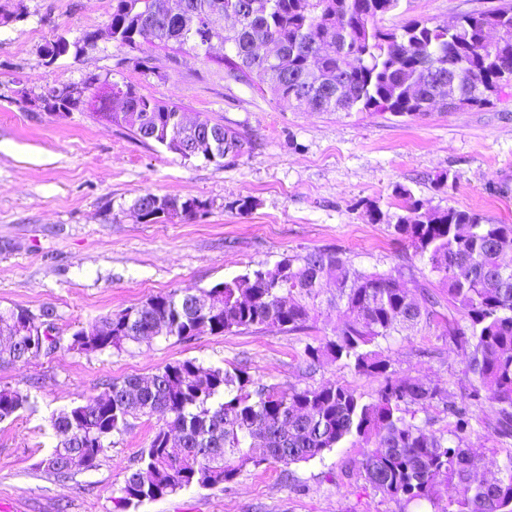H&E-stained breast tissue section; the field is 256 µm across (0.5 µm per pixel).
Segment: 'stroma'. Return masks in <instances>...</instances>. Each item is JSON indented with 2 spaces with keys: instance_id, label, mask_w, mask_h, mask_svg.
<instances>
[{
  "instance_id": "obj_1",
  "label": "stroma",
  "mask_w": 512,
  "mask_h": 512,
  "mask_svg": "<svg viewBox=\"0 0 512 512\" xmlns=\"http://www.w3.org/2000/svg\"><path fill=\"white\" fill-rule=\"evenodd\" d=\"M500 0H401L385 17L446 24ZM11 14L0 24V308L39 313L50 307L59 336L91 328L100 317L170 291L196 293L273 266L283 256L333 248L364 272L411 269L438 292L425 262L387 224L405 197L425 207H455L492 224H512V86L493 104L418 117L375 112H304L224 75L222 46L212 52L147 45L142 52L101 41L81 56L48 60L43 48L103 28L112 0H0ZM149 55L150 69L139 67ZM96 76L100 87L131 84L173 104L187 120L208 119L252 146L234 164L184 159L94 109L63 114L39 102L49 87ZM198 198L209 204L197 221L145 224L133 212L146 193ZM379 208L385 221H371ZM343 307H326L311 330L276 329L189 341L156 338L123 351L86 355L61 349L49 357L0 367V387L30 393L32 409L0 422V512H112V489L148 446L162 415L133 420L114 435L97 467L60 480L38 469L58 441L51 418L128 376L148 377L193 360L205 366L244 364L251 378L282 387L331 381L373 401L379 383L340 363L310 374L304 348L333 335ZM445 326H419L381 344L396 376L446 389L462 402L470 386L465 358ZM448 400V401H449ZM496 409L475 410L485 434L483 462L496 471L512 456V437L488 434ZM363 450L344 444L282 468L250 467L226 489L191 487L147 501L134 512H432L429 503L401 505L376 493L361 474Z\"/></svg>"
}]
</instances>
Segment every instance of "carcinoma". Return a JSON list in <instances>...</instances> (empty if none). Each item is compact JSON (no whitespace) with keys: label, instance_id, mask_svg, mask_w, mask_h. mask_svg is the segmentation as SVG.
I'll return each instance as SVG.
<instances>
[{"label":"carcinoma","instance_id":"obj_1","mask_svg":"<svg viewBox=\"0 0 512 512\" xmlns=\"http://www.w3.org/2000/svg\"><path fill=\"white\" fill-rule=\"evenodd\" d=\"M187 10L207 4L210 14L195 28L177 19L148 22V0H115L108 24L112 42L139 50L144 44L175 43L209 51L216 40L228 49L225 75L267 90L279 102L310 112H389L417 117L440 106L455 110L491 102L512 82V3L466 13L449 25L410 20L386 29L382 18L400 0H185ZM273 43L291 79H266L268 61L258 52ZM439 71L450 78L434 83ZM96 78L81 83V94L40 97L43 109L71 111L84 103ZM99 109L127 127L137 140L171 150L182 129L179 110L114 84ZM224 136L200 153L224 164L248 141L218 123ZM185 217L208 212L197 198L182 201ZM393 216L395 233L414 253L427 258L448 304L461 319H448V339L460 348L471 376L468 402L448 405L449 437L436 436L406 418L408 406L446 398L445 391L389 372L379 340L430 324L442 314V297L422 291L416 299L403 272L366 273L330 248L287 255L273 267L224 281L200 294L169 292L101 317L89 332L75 331L67 349L85 354L121 351L157 336L191 340L252 328L288 333L308 329L322 306L341 301L346 318L331 337L304 350L305 369L338 363L379 382L366 403L338 382L285 389L252 379L246 368L204 367L193 360L168 364L145 381L114 379L86 404L52 420L60 441L38 467L60 480L97 467L106 440L122 434L130 420L167 415L149 445L125 471L112 497L126 510L190 487L223 488L250 466L273 462L287 467L321 456L351 438L364 448L362 476L382 495L405 505L427 501L436 512H512V456L499 476L478 470L481 449L471 407L497 406L489 424L499 437H512V267L501 263L512 250V224H484L473 212L454 207L424 208L407 200ZM332 281L337 297L322 298ZM31 311L0 310V336H10ZM60 338L35 343L29 358L49 357ZM31 406L29 393L0 387V422Z\"/></svg>","mask_w":512,"mask_h":512}]
</instances>
